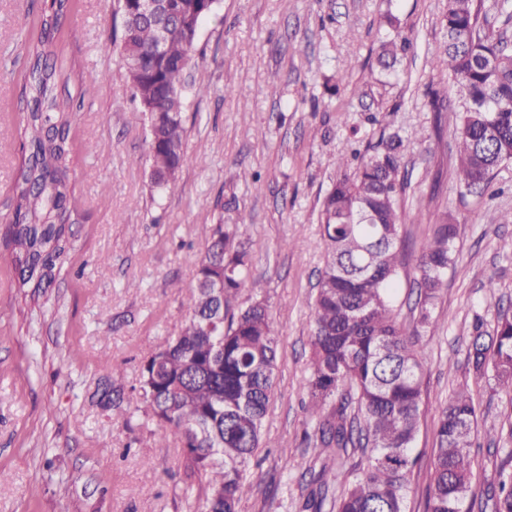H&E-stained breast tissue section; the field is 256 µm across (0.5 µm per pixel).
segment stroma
<instances>
[{"label":"stroma","instance_id":"obj_1","mask_svg":"<svg viewBox=\"0 0 512 512\" xmlns=\"http://www.w3.org/2000/svg\"><path fill=\"white\" fill-rule=\"evenodd\" d=\"M44 0H0V225L12 218L26 123L27 40ZM115 0H75L62 56L70 91L93 92L71 127V185L80 200L71 244L52 288L25 303L0 253V512H189L177 434L158 442L132 404L142 363L192 312L190 254L203 249L219 194L237 199L250 226V276L262 280L278 337L275 395L238 512H308L326 463L308 447L305 388L312 303L324 261L319 212L342 177L350 127L359 150L398 133L407 248L393 300L401 322L417 314L416 259L440 215L458 228L454 265L422 347L423 414L406 512H425L438 414L459 384L480 404L471 453L475 507L512 448V397L464 370L476 328L512 309V163L486 196H461L455 177L459 93L434 60L446 0H216L201 24L184 107L186 161L164 193L145 170L147 126L112 45ZM410 41L394 76L376 65L382 40ZM352 65L345 81L337 70ZM444 93L434 107L431 92ZM205 162H197V154ZM262 176L261 189L245 174ZM495 281L494 296L484 286ZM123 374L110 388L103 363Z\"/></svg>","mask_w":512,"mask_h":512}]
</instances>
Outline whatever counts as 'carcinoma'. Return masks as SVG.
<instances>
[{
	"label": "carcinoma",
	"instance_id": "1",
	"mask_svg": "<svg viewBox=\"0 0 512 512\" xmlns=\"http://www.w3.org/2000/svg\"><path fill=\"white\" fill-rule=\"evenodd\" d=\"M214 2L170 0L165 54L154 57L155 21L135 15V0H117L114 35L121 59L132 53L142 58L139 69L124 71L148 121L149 174L158 190L176 179L185 161V72ZM72 5L51 0L27 47L25 183L18 186L14 220L0 236L14 254L22 287L52 285L78 210L69 182L70 117L91 86L81 85L76 101L59 94L71 81L58 59L62 23ZM472 5L447 0L445 45L435 65L463 97L456 137L460 191L480 196L494 170L512 162V51L500 29L512 21V4L501 0L482 19ZM407 46L403 37L383 41L378 64L391 68ZM372 149L327 192L320 213L326 255L313 309L309 440L318 454L332 458L350 448L371 451L363 472L332 475L344 487L333 504L336 512H405L423 403L420 342L437 325L434 308L456 251L457 228L445 215L420 249L418 317L412 329L405 328L392 305L404 256L402 140L382 137ZM217 209L204 251L192 256V314L179 335L161 338L143 362L134 400L149 411L159 441L168 440L171 429L178 433L188 476L204 488L203 512H236L253 488L247 473L274 394L278 339L260 282L251 283L253 297L239 300L251 256L242 244L249 225L224 219L237 210L236 197L219 199ZM466 364L490 391L512 393V311L498 313L492 336L473 337ZM478 414L464 385L442 409L426 512H462L467 499H475L471 448ZM493 498L494 512H512V470L499 471Z\"/></svg>",
	"mask_w": 512,
	"mask_h": 512
}]
</instances>
